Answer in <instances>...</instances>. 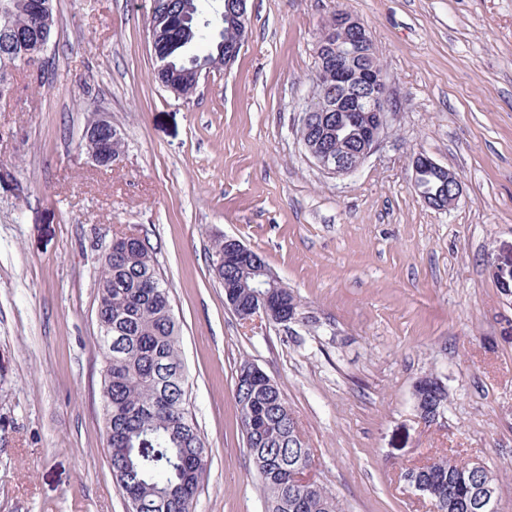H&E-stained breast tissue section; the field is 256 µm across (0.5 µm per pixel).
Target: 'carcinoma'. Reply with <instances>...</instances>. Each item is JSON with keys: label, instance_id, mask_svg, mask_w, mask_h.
<instances>
[{"label": "carcinoma", "instance_id": "obj_1", "mask_svg": "<svg viewBox=\"0 0 512 512\" xmlns=\"http://www.w3.org/2000/svg\"><path fill=\"white\" fill-rule=\"evenodd\" d=\"M36 0H0V88L13 85L12 67L23 55L21 38L39 28L58 35L53 8L36 10ZM155 12L184 22L182 37L172 39L156 26L157 42L168 43L167 66L155 70L158 83L183 80L200 66H224V47L233 39L227 14L207 9V0H152ZM422 195L442 191L431 171L419 173ZM213 267L223 288L248 308L258 275L241 264L224 262V238L212 242ZM288 321L303 319L293 291L272 289ZM98 345L102 354V410L111 437L112 475L128 512H189L208 466L206 443L189 410L188 378L180 348L170 290L145 239L137 236L102 261L98 280ZM237 369L234 398L249 457L265 491L268 512H343L337 497L319 484L301 489L294 472L310 458L302 435L278 385H261ZM404 478L418 483L437 512H500L499 501L479 506L477 492L496 486L494 474L475 472L453 457L430 467L406 468Z\"/></svg>", "mask_w": 512, "mask_h": 512}]
</instances>
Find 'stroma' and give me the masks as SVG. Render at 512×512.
I'll return each mask as SVG.
<instances>
[{
	"label": "stroma",
	"mask_w": 512,
	"mask_h": 512,
	"mask_svg": "<svg viewBox=\"0 0 512 512\" xmlns=\"http://www.w3.org/2000/svg\"><path fill=\"white\" fill-rule=\"evenodd\" d=\"M151 0H53L43 86L0 98V512H127L107 457L98 278L112 238L149 239L170 288L189 404L210 450L195 512H266L234 401L242 361L281 389L314 480L345 512H434L403 477L482 462L512 512V0H248L231 67L190 98L159 87ZM369 30L391 98L378 149L320 170L297 133L321 28ZM125 138L111 167L76 143L93 114ZM425 154L461 195L430 207ZM261 254L304 320L242 323L211 242ZM448 406L422 421L416 381ZM414 169V182L419 193L423 195H435L442 191V183L439 178L432 171H422L419 173L417 182L416 176L420 170H433L437 172L443 181H448V196L446 197H435V199L424 198L428 204L438 209H445L450 205L454 204L459 197V180L457 177L448 170V168L441 166L434 162L429 157L420 154L417 155L413 160Z\"/></svg>",
	"instance_id": "35a3bbf8"
}]
</instances>
